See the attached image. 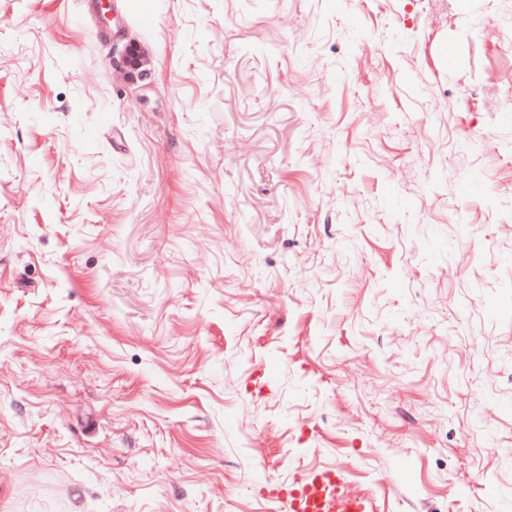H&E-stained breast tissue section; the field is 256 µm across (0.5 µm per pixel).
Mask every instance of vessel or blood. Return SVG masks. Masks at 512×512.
<instances>
[{
	"label": "vessel or blood",
	"instance_id": "b4317fda",
	"mask_svg": "<svg viewBox=\"0 0 512 512\" xmlns=\"http://www.w3.org/2000/svg\"><path fill=\"white\" fill-rule=\"evenodd\" d=\"M341 483L335 469L310 472L302 482L279 493L281 512H373L371 498L346 495Z\"/></svg>",
	"mask_w": 512,
	"mask_h": 512
}]
</instances>
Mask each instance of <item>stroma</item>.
Wrapping results in <instances>:
<instances>
[{"label":"stroma","instance_id":"stroma-1","mask_svg":"<svg viewBox=\"0 0 512 512\" xmlns=\"http://www.w3.org/2000/svg\"><path fill=\"white\" fill-rule=\"evenodd\" d=\"M110 3L0 0V512H512V0ZM146 64L147 57L145 52L133 40L124 46L118 58H112V65L119 67L125 76L132 80L146 75V70L144 69ZM342 476L336 468L310 472L292 488L283 489L278 499L282 512H372L366 496H349L341 491Z\"/></svg>","mask_w":512,"mask_h":512}]
</instances>
